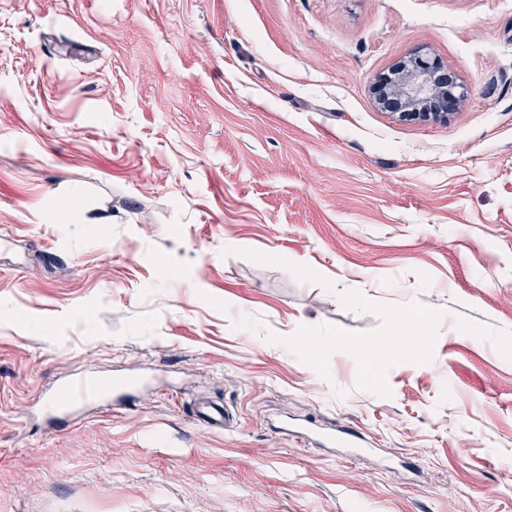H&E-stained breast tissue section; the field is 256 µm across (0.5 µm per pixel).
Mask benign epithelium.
Listing matches in <instances>:
<instances>
[{"label": "benign epithelium", "instance_id": "obj_1", "mask_svg": "<svg viewBox=\"0 0 512 512\" xmlns=\"http://www.w3.org/2000/svg\"><path fill=\"white\" fill-rule=\"evenodd\" d=\"M445 66L436 58L416 52L391 74L374 79L377 104L388 100L400 105L397 117L422 121H445L464 97L458 86L443 78Z\"/></svg>", "mask_w": 512, "mask_h": 512}]
</instances>
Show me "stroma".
I'll use <instances>...</instances> for the list:
<instances>
[{
  "label": "stroma",
  "instance_id": "stroma-1",
  "mask_svg": "<svg viewBox=\"0 0 512 512\" xmlns=\"http://www.w3.org/2000/svg\"><path fill=\"white\" fill-rule=\"evenodd\" d=\"M0 235V512H512V0H0ZM445 66L436 58L415 52L408 60L374 79L372 88L377 104L385 111L388 100L400 105L399 112H390L403 119L445 121L464 97L455 83L444 79ZM90 403L109 408L112 405L109 390L94 379L76 377L58 386L51 399L43 405L42 413L55 423L62 416ZM195 414L198 421L203 422L209 428L216 431H224V426L230 422L232 416L223 404L214 402L196 405Z\"/></svg>",
  "mask_w": 512,
  "mask_h": 512
}]
</instances>
